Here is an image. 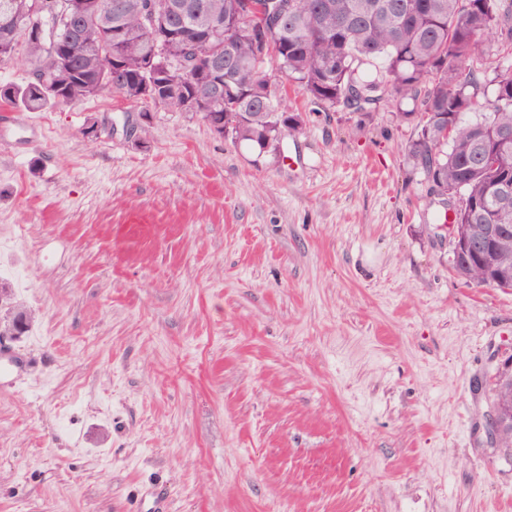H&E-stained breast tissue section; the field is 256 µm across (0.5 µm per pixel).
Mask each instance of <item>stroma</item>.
Segmentation results:
<instances>
[{
	"label": "stroma",
	"mask_w": 512,
	"mask_h": 512,
	"mask_svg": "<svg viewBox=\"0 0 512 512\" xmlns=\"http://www.w3.org/2000/svg\"><path fill=\"white\" fill-rule=\"evenodd\" d=\"M266 73V152L110 91L0 111V512H512V289L451 271L408 102ZM506 425L512 426V400L508 405L495 404L492 406L486 424L488 436L496 441L498 432Z\"/></svg>",
	"instance_id": "1"
}]
</instances>
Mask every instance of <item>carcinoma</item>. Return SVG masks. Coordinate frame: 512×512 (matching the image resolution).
<instances>
[{"mask_svg":"<svg viewBox=\"0 0 512 512\" xmlns=\"http://www.w3.org/2000/svg\"><path fill=\"white\" fill-rule=\"evenodd\" d=\"M88 12L85 34L71 35L56 20L44 26L56 38L49 51L38 41H24L34 71L52 80L15 86L5 101L32 111L74 104L109 89L125 98L138 93L147 67L157 59L162 30L174 6L184 8L186 25L176 29L179 41L204 33L214 16L224 27L212 30L210 53L198 68L214 72L212 81L174 84L166 79L156 96L141 105L183 110L196 98L204 121L224 120L228 138L264 151L275 148L299 117L275 98L261 101L257 90L266 82L264 65L276 60L281 73L298 83L330 110L344 106L365 110L387 93L412 103L405 115H419L418 138L408 156L419 165L440 195L459 196L454 209L456 234L476 236L484 224L507 225L512 239V203L494 194L512 182V149L491 158L500 138L512 136V66L494 68L493 99L478 98L477 72L493 61L512 60V3L504 0H295L297 13L270 34L266 51L256 50L252 26L262 18L243 15L244 0H73ZM35 0H0V24L17 16L32 17ZM151 5L156 25L142 24L141 9ZM112 51L125 64L124 81L110 85L100 58ZM384 59L385 74L370 80L360 66ZM480 117L467 118L473 111ZM456 275L481 287L512 288V275L490 265L460 261Z\"/></svg>","mask_w":512,"mask_h":512,"instance_id":"carcinoma-1","label":"carcinoma"}]
</instances>
